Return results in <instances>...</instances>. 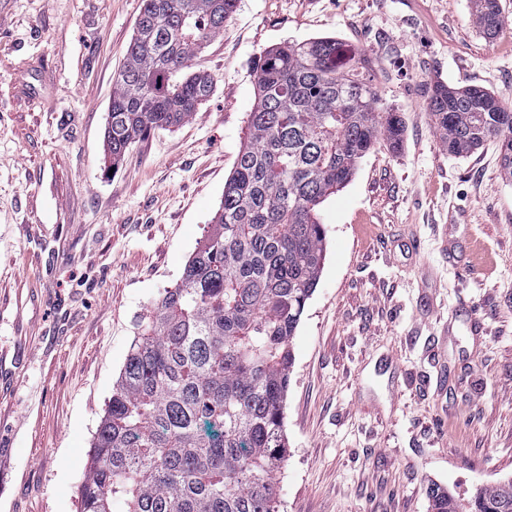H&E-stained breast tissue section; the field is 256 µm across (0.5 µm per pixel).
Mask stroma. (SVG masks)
Listing matches in <instances>:
<instances>
[{
    "label": "stroma",
    "mask_w": 512,
    "mask_h": 512,
    "mask_svg": "<svg viewBox=\"0 0 512 512\" xmlns=\"http://www.w3.org/2000/svg\"><path fill=\"white\" fill-rule=\"evenodd\" d=\"M499 2L509 23L490 38L476 0H238L195 62L209 101L112 173L107 108L142 0H0V512H81L138 324L247 140L255 62L322 36L373 60L404 144L376 146L322 210L279 510L430 512V485L512 478V182L495 142L450 155L427 111L438 82L512 107V0Z\"/></svg>",
    "instance_id": "obj_1"
}]
</instances>
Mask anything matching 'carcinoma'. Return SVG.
Wrapping results in <instances>:
<instances>
[{"label":"carcinoma","instance_id":"obj_1","mask_svg":"<svg viewBox=\"0 0 512 512\" xmlns=\"http://www.w3.org/2000/svg\"><path fill=\"white\" fill-rule=\"evenodd\" d=\"M237 0H142L104 131L108 169L213 92L193 62ZM494 37L499 0H478ZM372 61L334 37L284 42L254 67L248 141L209 230L145 318L112 387L81 486L82 512H279L293 340L322 272L321 205L404 121L375 91ZM428 111L448 153L494 140L512 182V110L478 86L437 83ZM208 431L201 432L200 424ZM431 512H512V480L461 497L436 484Z\"/></svg>","mask_w":512,"mask_h":512}]
</instances>
